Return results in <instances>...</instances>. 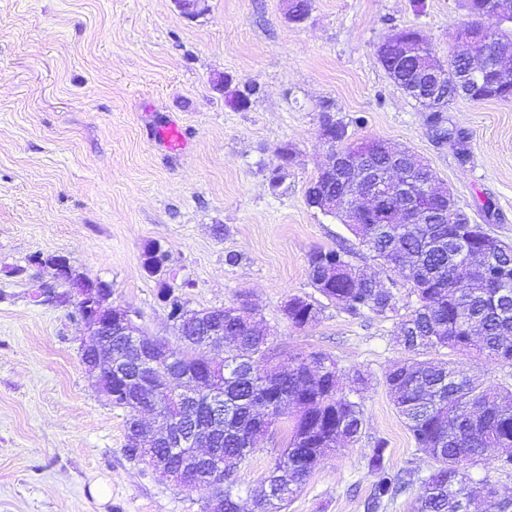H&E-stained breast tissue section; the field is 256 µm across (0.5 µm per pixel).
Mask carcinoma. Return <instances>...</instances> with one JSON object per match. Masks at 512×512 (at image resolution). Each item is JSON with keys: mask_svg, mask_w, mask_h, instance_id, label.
<instances>
[{"mask_svg": "<svg viewBox=\"0 0 512 512\" xmlns=\"http://www.w3.org/2000/svg\"><path fill=\"white\" fill-rule=\"evenodd\" d=\"M472 20L463 25L470 40V55L490 54L486 66L472 73L453 57L439 63L447 69L448 97L444 110L459 98L473 102L512 99V69H500L494 57L512 58V11L501 14L497 0H465ZM493 40H487V37ZM436 134L456 160L470 153V134L455 130L442 119ZM336 150L354 156L367 149L364 141H349L347 127L334 122ZM472 224H431L421 216L416 224H351L349 229L374 257L395 266L411 284L416 296L412 311L401 318L398 340L409 357L392 366L385 383L399 415L415 444L436 462L427 474L395 469L385 460L386 446L372 448L368 469L375 481L364 502V512H382L399 496L414 490L415 512H462V501L476 492L469 485L464 464L489 448H503L498 470L512 473V391L497 389L460 369L453 362L421 360L419 356L449 349L474 353L493 363L512 364V245L471 229ZM491 252L496 273L488 278L456 273L462 244ZM351 251L316 250L308 260L312 285L327 300L354 316L383 318L399 315L392 289L376 288L360 278L350 260ZM286 318L304 328L318 322L322 305L294 296L287 303ZM224 312V375L212 387L224 395V512H243L236 492L240 465L273 438L283 419L292 422L286 447L274 457L266 480L279 486V495L263 494L249 512H281L301 490L319 458L344 439L356 440L363 424L358 396L368 378L355 372L349 395L337 394L336 362L328 355H296L282 369L270 362L273 336L261 330L251 315ZM182 350L172 351L197 377L209 375L203 359L211 346L207 336H191ZM123 384L113 380L112 405L127 409L129 397ZM134 458L152 457L172 469L191 460L187 451L155 449L136 442L127 444ZM487 512H512V499H500L490 484L480 488Z\"/></svg>", "mask_w": 512, "mask_h": 512, "instance_id": "cac0c4a2", "label": "carcinoma"}]
</instances>
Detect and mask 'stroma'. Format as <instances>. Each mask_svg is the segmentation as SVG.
Listing matches in <instances>:
<instances>
[{"instance_id": "stroma-1", "label": "stroma", "mask_w": 512, "mask_h": 512, "mask_svg": "<svg viewBox=\"0 0 512 512\" xmlns=\"http://www.w3.org/2000/svg\"><path fill=\"white\" fill-rule=\"evenodd\" d=\"M310 0L304 23L288 0H208L187 18L173 0H0V512H203L206 489L127 457L126 409L104 398L82 363L88 338L72 304L40 305L52 276L41 258L66 257L112 288V303L141 314L151 336L180 343L161 283L195 310L248 299L281 359L322 352L349 390L367 375L358 440L327 452L285 512H364L374 482L367 459L384 442L396 468L429 471L384 384L406 352L398 317H359L323 301L312 326L283 314L292 296L317 298L316 249L347 248L351 262L416 303L409 284L375 260L341 221L310 208L305 191L326 164L325 116L353 140L381 139L426 160L473 223L512 242V102L459 99L449 119L471 134L459 165L433 140L428 115L392 82L376 49L414 28L440 60L468 19L463 0ZM254 87L247 108L235 91ZM188 144L157 145L169 121ZM294 163L279 168L280 147ZM168 255L165 280L143 267ZM236 263H227L228 254ZM471 375L512 389V367L433 351ZM276 453L241 465L242 502L258 493ZM105 480L111 493L92 492Z\"/></svg>"}]
</instances>
